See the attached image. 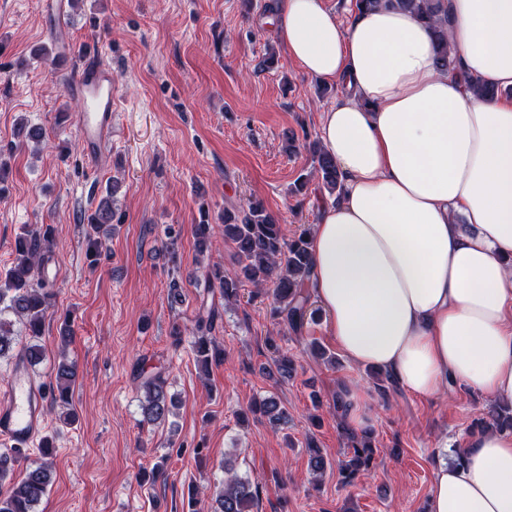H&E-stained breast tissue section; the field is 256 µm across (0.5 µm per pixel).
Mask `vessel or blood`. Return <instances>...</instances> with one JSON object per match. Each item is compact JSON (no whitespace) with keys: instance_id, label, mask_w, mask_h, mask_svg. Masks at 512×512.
Here are the masks:
<instances>
[{"instance_id":"vessel-or-blood-1","label":"vessel or blood","mask_w":512,"mask_h":512,"mask_svg":"<svg viewBox=\"0 0 512 512\" xmlns=\"http://www.w3.org/2000/svg\"><path fill=\"white\" fill-rule=\"evenodd\" d=\"M61 69H75L73 89L84 109L75 120L78 140L85 157L96 158L112 141V117L115 90L112 71L97 47L83 52V63L74 66V54L68 45L56 49ZM47 390L33 377L24 362H16L9 381L0 388V445L21 451L35 445L44 430V402Z\"/></svg>"}]
</instances>
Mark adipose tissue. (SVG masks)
<instances>
[{
    "instance_id": "adipose-tissue-1",
    "label": "adipose tissue",
    "mask_w": 512,
    "mask_h": 512,
    "mask_svg": "<svg viewBox=\"0 0 512 512\" xmlns=\"http://www.w3.org/2000/svg\"><path fill=\"white\" fill-rule=\"evenodd\" d=\"M457 61L440 70L413 14L341 22L281 0L273 30L311 77L344 88L320 112L341 195L313 227L311 289L353 364L424 397L462 380L512 403V0H448ZM441 461L426 512H512V431L469 434Z\"/></svg>"
}]
</instances>
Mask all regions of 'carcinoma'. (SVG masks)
Masks as SVG:
<instances>
[{
  "instance_id": "obj_1",
  "label": "carcinoma",
  "mask_w": 512,
  "mask_h": 512,
  "mask_svg": "<svg viewBox=\"0 0 512 512\" xmlns=\"http://www.w3.org/2000/svg\"><path fill=\"white\" fill-rule=\"evenodd\" d=\"M355 10L376 9L379 7L408 11L432 29L436 64L443 71L456 68L455 58L448 50V6L447 0H352ZM315 170L324 187L331 194L341 190L343 176L333 158L325 153L318 143L310 145ZM115 212L110 200L100 201L94 214L90 215L89 249L98 250V235L112 233ZM193 235L198 252H205L211 245L213 232L208 224L194 226ZM224 242L232 245L236 268L231 274L219 267L206 271L205 280L209 288L219 289L224 303L240 301L242 288L250 284L255 288L251 295L263 292L264 286L272 284L274 300L273 315L278 324L297 333L305 321L314 318L317 309L313 308L311 294L305 290L310 280L312 255L309 251L308 232L290 238L278 219L258 202H248L247 207L231 214H224L222 224ZM54 238L51 225L35 227L18 237L15 248V262L0 277V358L12 353L17 345L14 325L19 324L29 342L19 350V354L30 365L36 366L43 359L39 339L43 336L48 316L51 292L46 289L42 270L50 259ZM218 318V310L210 308L198 311L192 326L193 350L198 362L204 368L219 365L224 361V350L209 338ZM73 329L68 321L59 327L61 352L55 364V388L60 402L68 403V394L77 378V366L66 356V347L71 341ZM273 354V366L283 380L294 372V362L281 353L272 337L266 340ZM139 389L143 395L141 409L149 422L164 421L177 406L175 396L168 394L166 380L160 373L139 374ZM251 411L259 412L272 424L288 422V410L280 400L269 395L256 402ZM496 428L512 431V415H503L502 406L492 405L487 420L481 429ZM347 447L353 449L354 457L342 468L344 482L350 484L360 470H367L374 460L371 433H361L343 428ZM307 448L311 454L309 466L315 475H321L328 461L314 438H308ZM18 463L15 452H0V482L13 475ZM52 483V469L44 461L26 468L23 476L12 483L6 497L0 498V512H36V506L45 496ZM259 485L248 477L231 475L224 480L218 492L213 512H253L258 506Z\"/></svg>"
}]
</instances>
